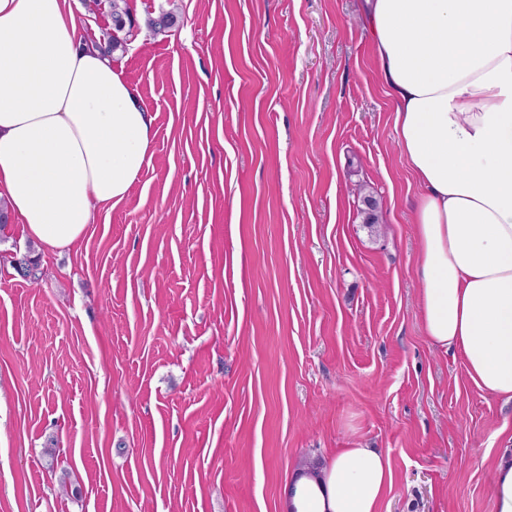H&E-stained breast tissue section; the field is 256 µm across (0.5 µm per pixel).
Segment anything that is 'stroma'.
<instances>
[{"mask_svg": "<svg viewBox=\"0 0 512 512\" xmlns=\"http://www.w3.org/2000/svg\"><path fill=\"white\" fill-rule=\"evenodd\" d=\"M133 14L138 182L72 249L18 223L0 248L42 269L0 272V512H286L300 462L359 446L390 460L382 512H492L512 402L424 334L420 188L358 0Z\"/></svg>", "mask_w": 512, "mask_h": 512, "instance_id": "obj_1", "label": "stroma"}]
</instances>
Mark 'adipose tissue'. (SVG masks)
<instances>
[{"mask_svg": "<svg viewBox=\"0 0 512 512\" xmlns=\"http://www.w3.org/2000/svg\"><path fill=\"white\" fill-rule=\"evenodd\" d=\"M359 15L421 187L424 333L512 401V0H361ZM153 137L70 0H0V201L27 238L74 247L136 184ZM392 480L380 449L343 448L299 469L288 512H380Z\"/></svg>", "mask_w": 512, "mask_h": 512, "instance_id": "1", "label": "adipose tissue"}]
</instances>
